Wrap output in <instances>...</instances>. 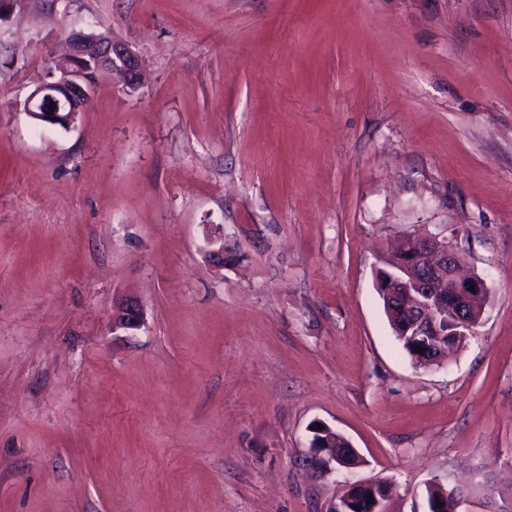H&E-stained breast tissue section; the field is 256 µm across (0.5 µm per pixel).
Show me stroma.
I'll return each instance as SVG.
<instances>
[{
	"label": "stroma",
	"mask_w": 512,
	"mask_h": 512,
	"mask_svg": "<svg viewBox=\"0 0 512 512\" xmlns=\"http://www.w3.org/2000/svg\"><path fill=\"white\" fill-rule=\"evenodd\" d=\"M127 43L71 129L65 31ZM429 231L491 302L447 363L376 274ZM223 249L225 264L210 253ZM144 322L113 330L119 301ZM322 423L363 463L310 479ZM512 512V0H20L0 23V512ZM67 41L69 53L53 62L23 103L24 111L34 119L65 129L87 112L100 70L110 71L130 92L141 83L139 58L126 43L81 30H70ZM379 481L380 485L376 491H365L362 488L349 490L345 494L346 500L341 502L345 512H371V505H378L380 503L385 505L392 497V494L395 493L394 486L388 480L379 479ZM368 494L373 495L372 503H369ZM465 494L463 489H445L439 483H431L425 486V492L423 494V507L424 510L434 511L436 508V501L442 503V506H437L441 512H456L455 507L458 499ZM467 501L466 497H463L457 509H459Z\"/></svg>",
	"instance_id": "1"
}]
</instances>
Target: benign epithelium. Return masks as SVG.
Wrapping results in <instances>:
<instances>
[{
  "label": "benign epithelium",
  "instance_id": "1",
  "mask_svg": "<svg viewBox=\"0 0 512 512\" xmlns=\"http://www.w3.org/2000/svg\"><path fill=\"white\" fill-rule=\"evenodd\" d=\"M67 41L69 53L53 62L23 103L24 111L34 119L65 129L88 110L99 71H110L130 92L141 83L139 58L127 44L81 30L69 31ZM396 256L392 272L378 284L387 311H392L394 303H401L406 314L402 335L426 353L439 351L435 357H420L415 364H440L448 347V325L455 326L458 334L469 335L480 323L476 312L483 309L490 290L481 276L461 273L456 248L437 235L407 237ZM142 322L140 305L128 301L113 326L135 330ZM351 457H359L353 447L341 455L334 448H323L306 452L302 466L311 477L319 479L336 470L357 468V463L349 461Z\"/></svg>",
  "mask_w": 512,
  "mask_h": 512
}]
</instances>
